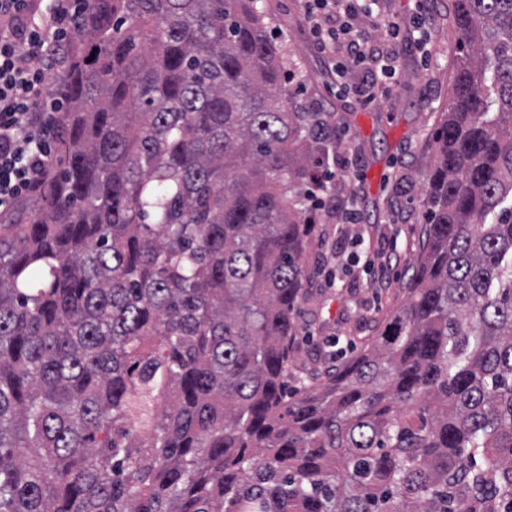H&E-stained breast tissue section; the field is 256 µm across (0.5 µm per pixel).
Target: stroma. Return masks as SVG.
I'll list each match as a JSON object with an SVG mask.
<instances>
[{
	"label": "stroma",
	"mask_w": 512,
	"mask_h": 512,
	"mask_svg": "<svg viewBox=\"0 0 512 512\" xmlns=\"http://www.w3.org/2000/svg\"><path fill=\"white\" fill-rule=\"evenodd\" d=\"M267 33L282 47L294 100L327 113L336 127L327 191L351 200L359 221L319 213L306 260L308 296L295 314L289 389L323 383L328 370L379 336L406 303L405 288L423 248V184L430 134L448 106L457 39L451 0H431L435 20L424 46L402 41L399 74L373 105L338 91L314 47L301 0H260Z\"/></svg>",
	"instance_id": "obj_1"
}]
</instances>
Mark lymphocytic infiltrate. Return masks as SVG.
Wrapping results in <instances>:
<instances>
[{
	"instance_id": "lymphocytic-infiltrate-1",
	"label": "lymphocytic infiltrate",
	"mask_w": 512,
	"mask_h": 512,
	"mask_svg": "<svg viewBox=\"0 0 512 512\" xmlns=\"http://www.w3.org/2000/svg\"><path fill=\"white\" fill-rule=\"evenodd\" d=\"M85 0H0V219L42 184L54 164L53 140L64 110L53 82L73 57ZM359 0H304L313 43L339 88L373 104L397 73L401 28L379 40L356 26Z\"/></svg>"
}]
</instances>
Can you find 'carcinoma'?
Returning <instances> with one entry per match:
<instances>
[{
  "label": "carcinoma",
  "mask_w": 512,
  "mask_h": 512,
  "mask_svg": "<svg viewBox=\"0 0 512 512\" xmlns=\"http://www.w3.org/2000/svg\"><path fill=\"white\" fill-rule=\"evenodd\" d=\"M258 0H88L0 234V512H512V0H452L409 301L287 392L336 141Z\"/></svg>",
  "instance_id": "1"
}]
</instances>
